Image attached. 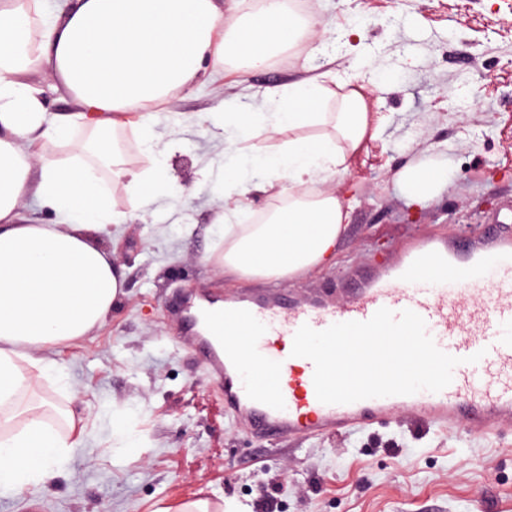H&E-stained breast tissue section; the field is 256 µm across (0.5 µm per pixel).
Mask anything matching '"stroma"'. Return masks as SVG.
Masks as SVG:
<instances>
[{
  "label": "stroma",
  "instance_id": "1",
  "mask_svg": "<svg viewBox=\"0 0 512 512\" xmlns=\"http://www.w3.org/2000/svg\"><path fill=\"white\" fill-rule=\"evenodd\" d=\"M328 40L303 41L267 66H225L172 102L153 107V149L134 125L116 129L126 166L162 163L169 196L143 206L124 183L125 214L100 239L124 277L123 294L89 336L55 349L67 389L38 396L69 409L88 438L46 492L0 497V512H159L197 499L224 512H512V430L418 427L399 410L370 426L266 448L231 419L216 420L224 392L191 345L177 340L166 300L270 287L224 273L211 257L224 140L211 121L227 105L254 103L269 87L317 77L362 90L377 138L350 155L328 185L347 213L333 258L281 278L291 296L332 288L345 299L366 269L393 261L414 239L473 242L512 236V165L501 119L512 111V11L502 0H302ZM360 36H352L355 20ZM438 162L448 182L412 201L398 174ZM126 416L136 451L113 456L112 419Z\"/></svg>",
  "mask_w": 512,
  "mask_h": 512
}]
</instances>
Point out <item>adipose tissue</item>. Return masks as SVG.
<instances>
[{
    "instance_id": "adipose-tissue-1",
    "label": "adipose tissue",
    "mask_w": 512,
    "mask_h": 512,
    "mask_svg": "<svg viewBox=\"0 0 512 512\" xmlns=\"http://www.w3.org/2000/svg\"><path fill=\"white\" fill-rule=\"evenodd\" d=\"M317 23L263 0L260 8L223 24L216 0H60L44 4L0 0V495L50 489L86 434L71 414L56 427L41 408L22 406L35 380L67 388L69 374L49 350L89 335L110 313L123 279L97 236L123 217L110 184L125 182L142 203L168 191L159 168L129 169L112 140L115 113L138 112V133L153 140L151 105L171 100L204 66L251 70L268 64L315 34ZM57 81L78 111H47L32 74ZM326 87L315 78L263 93L216 121L225 131L224 213L242 209L245 193L288 184L287 204L261 224H221L219 263L226 272L283 277L323 264L344 228L340 199L321 186L345 171L347 157L377 137L359 90L324 111ZM321 124L331 133L294 138L277 152L249 159L259 179L242 183L236 139ZM89 130L80 139L77 128ZM68 147L49 159L43 143ZM51 208L55 224L25 222L26 196Z\"/></svg>"
}]
</instances>
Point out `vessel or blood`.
<instances>
[{
  "label": "vessel or blood",
  "instance_id": "obj_1",
  "mask_svg": "<svg viewBox=\"0 0 512 512\" xmlns=\"http://www.w3.org/2000/svg\"><path fill=\"white\" fill-rule=\"evenodd\" d=\"M483 292L488 300L474 302ZM169 308L184 341L223 386L225 412L259 440L322 436L400 408L429 426L512 428V236L491 235L472 247L421 239L363 275L341 305L273 287L228 296L192 314L174 301ZM382 308L409 309L424 319L435 345L460 360L451 383L437 393L320 402L312 361L291 354L296 331L305 324L320 331L363 322Z\"/></svg>",
  "mask_w": 512,
  "mask_h": 512
}]
</instances>
